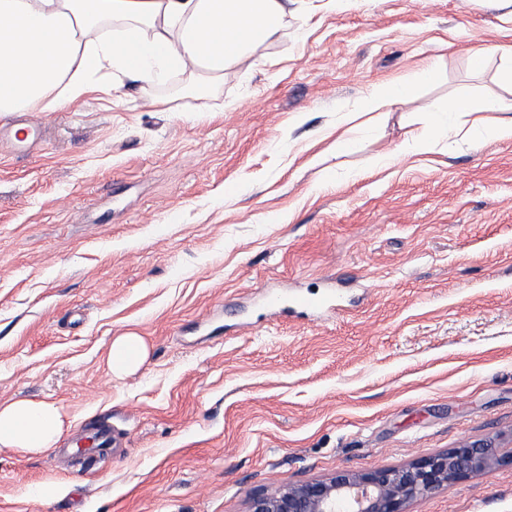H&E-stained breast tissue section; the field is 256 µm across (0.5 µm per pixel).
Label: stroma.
<instances>
[{
	"mask_svg": "<svg viewBox=\"0 0 512 512\" xmlns=\"http://www.w3.org/2000/svg\"><path fill=\"white\" fill-rule=\"evenodd\" d=\"M486 46L512 47L498 0H289L223 84L102 77L30 106L44 141L20 160L0 141V403H56L65 430L0 447V512H246L260 489L512 446L506 115L448 140L451 99L512 100L500 56L471 64ZM267 290L337 305L274 314ZM129 333L149 354L118 379ZM98 419L123 445L92 461ZM406 510L512 512V466ZM411 96V88L409 86L401 87L391 93H378L374 95L369 104L368 110L370 112H381L386 110L389 106L397 104L398 101H404ZM148 356V347L141 336H117L111 340L106 364L112 375L123 377L140 369Z\"/></svg>",
	"mask_w": 512,
	"mask_h": 512,
	"instance_id": "obj_1",
	"label": "stroma"
}]
</instances>
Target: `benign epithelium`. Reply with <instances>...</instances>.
I'll return each mask as SVG.
<instances>
[{
	"instance_id": "benign-epithelium-1",
	"label": "benign epithelium",
	"mask_w": 512,
	"mask_h": 512,
	"mask_svg": "<svg viewBox=\"0 0 512 512\" xmlns=\"http://www.w3.org/2000/svg\"><path fill=\"white\" fill-rule=\"evenodd\" d=\"M500 463H512V448L465 444L402 467L266 490L254 495L249 512H339L343 502L350 512H405L408 501L427 498L455 479Z\"/></svg>"
}]
</instances>
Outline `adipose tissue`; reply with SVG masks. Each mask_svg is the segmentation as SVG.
I'll use <instances>...</instances> for the list:
<instances>
[{"label": "adipose tissue", "instance_id": "adipose-tissue-1", "mask_svg": "<svg viewBox=\"0 0 512 512\" xmlns=\"http://www.w3.org/2000/svg\"><path fill=\"white\" fill-rule=\"evenodd\" d=\"M285 0H0V112L38 102L61 109L92 80H132L144 87L172 71L199 86L223 83L252 63L256 49L279 35ZM148 347L129 334L111 340L112 375L135 373ZM64 430L52 403H0V447L38 453Z\"/></svg>", "mask_w": 512, "mask_h": 512}]
</instances>
